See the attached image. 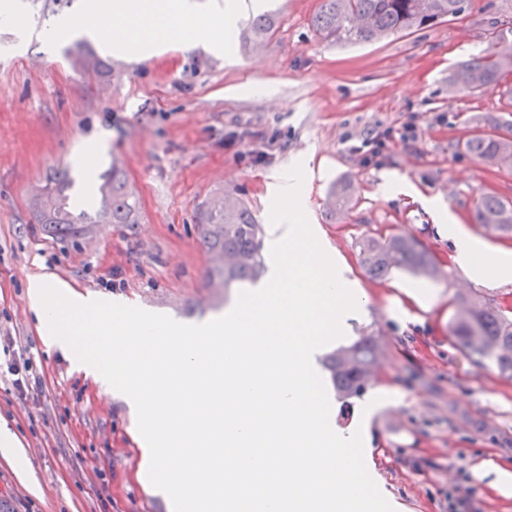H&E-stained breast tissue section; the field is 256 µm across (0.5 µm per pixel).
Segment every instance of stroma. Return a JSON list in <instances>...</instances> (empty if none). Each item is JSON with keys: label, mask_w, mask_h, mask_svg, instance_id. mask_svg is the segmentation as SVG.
<instances>
[{"label": "stroma", "mask_w": 512, "mask_h": 512, "mask_svg": "<svg viewBox=\"0 0 512 512\" xmlns=\"http://www.w3.org/2000/svg\"><path fill=\"white\" fill-rule=\"evenodd\" d=\"M89 0L68 7L15 0L12 33L0 50V336L29 352L42 381L22 397L0 380V418L23 439L28 491L0 459V512H169L139 479L143 451L128 431L117 395L49 350L27 304L30 276L43 272L75 291L194 322L232 309L238 290L221 299L208 287L210 256L195 226L199 205L237 194L259 224L302 164L301 203L319 241L349 265L357 297L342 346L373 332L385 339L386 361L359 399L335 398L338 426L367 428L366 469L398 512H512V378L467 355L448 333L455 282L468 279L488 297L512 300V277L475 274L452 258L443 216L488 241L472 222L478 198L512 197V175L464 154L454 144L478 117L497 111L499 93L450 88L457 66L489 46V20L512 27V0H467L455 19L408 35L336 45L315 35L319 0H246L245 18L274 15L276 29L261 53L232 35L228 54L170 47L126 60L87 38L42 42L45 28L99 16ZM88 50L112 64L100 79L79 68ZM410 124L417 139L390 144L378 161L347 150L378 126ZM106 136L98 171L117 168L141 208L132 227L100 222L79 241L53 239L33 224L29 200L48 176L69 171L71 196L85 188L78 157L86 141ZM356 189L346 217L331 219L332 183ZM372 230L412 234L440 269L423 279L395 271L376 282L363 272L355 241ZM111 473L101 488L97 470ZM107 493L108 507L99 495Z\"/></svg>", "instance_id": "stroma-1"}]
</instances>
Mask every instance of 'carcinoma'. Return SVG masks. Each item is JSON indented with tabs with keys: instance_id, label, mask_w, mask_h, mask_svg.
I'll return each instance as SVG.
<instances>
[{
	"instance_id": "obj_1",
	"label": "carcinoma",
	"mask_w": 512,
	"mask_h": 512,
	"mask_svg": "<svg viewBox=\"0 0 512 512\" xmlns=\"http://www.w3.org/2000/svg\"><path fill=\"white\" fill-rule=\"evenodd\" d=\"M466 0H320L312 27L323 40L358 44L389 35L409 34L434 27L464 11ZM274 32V19L260 14L251 19L243 40L261 42ZM490 48L460 65L451 77L455 86L470 93L498 90L500 113H488L459 145L465 155L512 173V29L489 23ZM83 66L97 75L110 66L93 54H81ZM68 172L60 171L30 201L33 223L61 238H76L88 226L104 218L112 224H138L140 212L133 192L116 169L99 176L98 208L94 213L76 211L67 191ZM355 198L347 182L329 190L327 209L332 215L347 214ZM197 229L210 254L207 284L227 292L245 282L257 281L265 270L263 228L252 211L232 194L215 196L196 215ZM473 223L489 233L512 238V199L495 193L481 196ZM359 263L374 281L385 280L402 268L428 278L439 274L431 254L414 237L371 231L357 242ZM449 334L466 353L488 358L498 371L512 377V305L471 292L459 297ZM385 345L378 336H361L352 345L330 355L326 366L336 390L345 399L361 398L373 385L382 366Z\"/></svg>"
}]
</instances>
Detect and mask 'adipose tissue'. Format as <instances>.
<instances>
[{
    "label": "adipose tissue",
    "mask_w": 512,
    "mask_h": 512,
    "mask_svg": "<svg viewBox=\"0 0 512 512\" xmlns=\"http://www.w3.org/2000/svg\"><path fill=\"white\" fill-rule=\"evenodd\" d=\"M96 10L107 17V24L84 25L80 32L100 45L158 50L176 41L216 53L223 51L224 37L235 29L241 13L233 0L212 19L204 17L192 0H99ZM450 234L459 264L512 274V256L477 245L461 225H451Z\"/></svg>",
    "instance_id": "1"
}]
</instances>
